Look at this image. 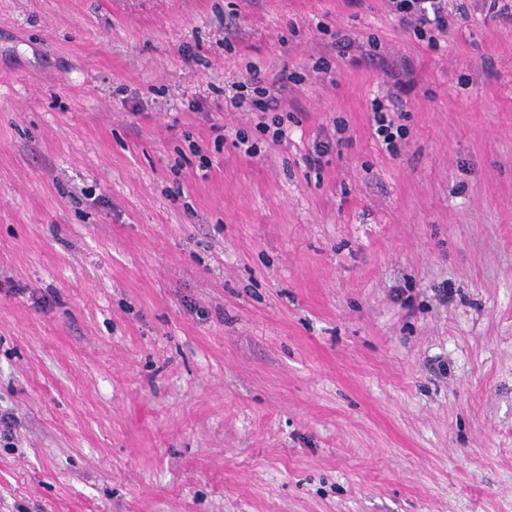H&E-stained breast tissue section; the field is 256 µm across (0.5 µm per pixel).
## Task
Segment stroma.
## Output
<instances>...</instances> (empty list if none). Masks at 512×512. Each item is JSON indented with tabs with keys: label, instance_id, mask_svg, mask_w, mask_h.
Masks as SVG:
<instances>
[{
	"label": "stroma",
	"instance_id": "obj_1",
	"mask_svg": "<svg viewBox=\"0 0 512 512\" xmlns=\"http://www.w3.org/2000/svg\"><path fill=\"white\" fill-rule=\"evenodd\" d=\"M453 3L0 0V512H512V18ZM390 11L409 25L420 41L433 47L448 32L454 16L447 0H387ZM232 87L236 92L229 96V101L235 109L260 113L262 120L267 118L268 112H276L279 109L276 98L270 94V90L263 85V81L256 73H250L248 79L233 83ZM372 112H376L374 134L388 151H392L396 148L397 141L406 135L405 125L397 124L394 118L386 115L387 113L384 112H389V110L377 99L373 100Z\"/></svg>",
	"mask_w": 512,
	"mask_h": 512
}]
</instances>
